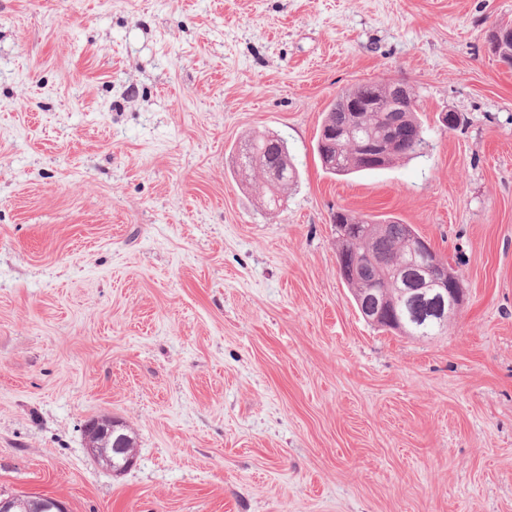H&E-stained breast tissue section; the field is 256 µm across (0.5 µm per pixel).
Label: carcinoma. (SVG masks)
I'll return each mask as SVG.
<instances>
[{
    "label": "carcinoma",
    "instance_id": "carcinoma-1",
    "mask_svg": "<svg viewBox=\"0 0 512 512\" xmlns=\"http://www.w3.org/2000/svg\"><path fill=\"white\" fill-rule=\"evenodd\" d=\"M387 86L381 82L358 84L346 89L330 103L324 112L315 149L325 171L333 176L367 173L388 167L404 159L421 156L422 143L427 141V128L418 117V104L403 113L406 133L395 140L387 134L391 113L383 111ZM361 102L358 119L349 122L344 103ZM382 142L386 146V160L372 164L362 157L364 145ZM237 173L257 170L266 173L276 167L281 177L276 182L265 181L266 203L274 211L284 201L288 186L296 181L298 172L288 153L287 142L279 135L264 130L247 133L234 152ZM337 253L340 267L350 269L344 283L352 299L364 304L370 296L359 293L361 288H377L388 302L398 301L391 290L392 280L409 281L417 275L421 256L417 244L421 236L410 226L395 220H377L340 210L333 215ZM405 312L406 329L401 335L428 339L445 333L448 322L439 319L434 300L416 297L400 305ZM96 456L107 467L120 461L113 442H96Z\"/></svg>",
    "mask_w": 512,
    "mask_h": 512
}]
</instances>
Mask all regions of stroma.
Here are the masks:
<instances>
[{
  "label": "stroma",
  "mask_w": 512,
  "mask_h": 512,
  "mask_svg": "<svg viewBox=\"0 0 512 512\" xmlns=\"http://www.w3.org/2000/svg\"><path fill=\"white\" fill-rule=\"evenodd\" d=\"M512 0H0V495L69 512H512ZM406 83L425 156L344 178L327 105ZM462 115L445 128V112ZM299 170L233 172L252 130ZM339 210L463 280L429 341L366 323ZM136 441L125 473L91 419ZM234 164L238 174L247 170L260 171L265 177L266 203L270 211H275L284 201L288 186L296 181L298 172L288 153L287 142L278 134L264 130L247 133L234 152ZM277 167L281 171L278 181ZM271 182L267 179L266 172Z\"/></svg>",
  "instance_id": "obj_1"
}]
</instances>
